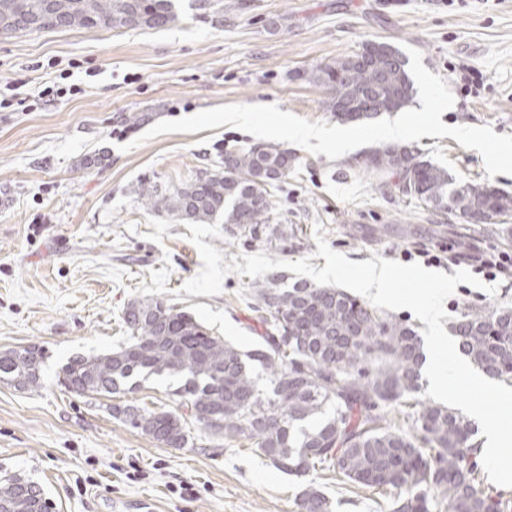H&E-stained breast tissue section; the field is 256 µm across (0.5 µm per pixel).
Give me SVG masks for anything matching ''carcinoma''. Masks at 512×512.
Listing matches in <instances>:
<instances>
[{
	"mask_svg": "<svg viewBox=\"0 0 512 512\" xmlns=\"http://www.w3.org/2000/svg\"><path fill=\"white\" fill-rule=\"evenodd\" d=\"M179 18L176 0H0V34L43 29L162 28ZM318 67L309 81L327 87L328 108L344 123L362 122L406 106L413 85L402 54L384 42ZM229 170L202 171L179 186L146 181L138 195L157 212L188 223H224L256 233L270 222L269 188L288 179L294 156L254 144L225 157ZM366 169L383 186L437 210L489 220L512 217V195L489 185L459 183L407 147L375 149ZM256 308L270 330L250 351L210 335L188 313L162 298L133 300L123 312L127 343L96 356H77L62 369L64 388L91 386L110 396L131 392L163 374L181 376L174 390L188 415L114 406L122 423L171 448L189 442L191 422L213 436L250 442L280 471L321 469L371 489L388 490L391 512H504L505 501L482 488L473 459L474 429L456 413L414 398L420 391L421 339L410 325L384 316L346 291L288 283L275 272L258 285ZM459 346L486 375L512 380V308H467L453 324ZM25 361L0 350V381L41 387L43 351ZM266 374L262 389L255 366ZM413 400L410 434L386 416ZM20 478L0 479V512H32L19 497ZM300 512H335L337 503L310 485Z\"/></svg>",
	"mask_w": 512,
	"mask_h": 512,
	"instance_id": "obj_1",
	"label": "carcinoma"
}]
</instances>
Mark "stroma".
I'll list each match as a JSON object with an SVG mask.
<instances>
[{"mask_svg":"<svg viewBox=\"0 0 512 512\" xmlns=\"http://www.w3.org/2000/svg\"><path fill=\"white\" fill-rule=\"evenodd\" d=\"M369 41L421 53L454 96L445 125L512 135V0H224L220 23L184 7L163 28L0 35V350L36 346L45 354L38 391L0 383V477L37 483L51 512H299L312 483L341 499L338 512H391L389 495L328 472L285 474L247 442L196 430L186 447L170 448L113 417L115 405L179 410L180 378L155 376L109 398L58 383L69 358L124 340L122 313L151 271L170 269L166 287L175 291L201 270L187 227L148 209L140 184L187 182L256 142L227 125L147 141L150 125L227 104L276 105L334 123L329 89L307 75ZM462 64L470 83L460 79ZM53 79L65 92L48 103L35 90ZM121 113L147 121L126 128L116 123ZM411 148L453 177L512 193V176H488L481 155L452 137L424 136ZM104 149L109 166L80 168L81 158ZM287 150L295 165L272 197L279 236L222 225L206 242L224 259L262 252L323 268L320 224L329 246L353 262L378 255L450 276L473 256L512 262V217L472 224L380 186L364 167L371 146L336 160ZM493 283V297L458 284L444 303V326L467 305L512 307V269ZM255 284L231 273L220 294H186L176 306L246 351L266 330L253 308Z\"/></svg>","mask_w":512,"mask_h":512,"instance_id":"obj_1","label":"stroma"}]
</instances>
